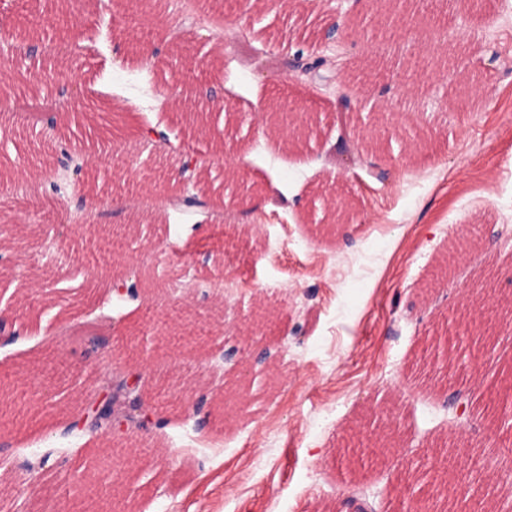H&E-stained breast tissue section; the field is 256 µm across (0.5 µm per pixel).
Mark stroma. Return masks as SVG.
<instances>
[{
	"instance_id": "obj_1",
	"label": "stroma",
	"mask_w": 512,
	"mask_h": 512,
	"mask_svg": "<svg viewBox=\"0 0 512 512\" xmlns=\"http://www.w3.org/2000/svg\"><path fill=\"white\" fill-rule=\"evenodd\" d=\"M425 11L423 0H303L287 14L202 2L187 16L154 0L136 31L121 0H0L1 33L53 13L62 22L40 27L39 44L92 35L97 49L23 62L31 74L68 68L77 102L0 63V320L14 330L0 332V389L27 415L0 439V512H347L352 496L400 512L406 460L452 459L468 484L484 475L469 460L506 453L512 431L482 415L459 427L452 399L484 401L512 340L453 377L422 355L449 314L476 328L488 308L512 307V0L481 11L435 0L444 38L420 23ZM386 37L401 45L391 58L376 49ZM316 59V72H279ZM185 89L230 104L207 113L209 136L175 109ZM281 92L316 111L307 138L265 133L261 107ZM107 99L123 107L116 120L88 109ZM154 126L168 138L154 155L97 152ZM59 136L90 168L76 221L44 193L23 207L6 192L55 169ZM189 159L209 165L200 214L163 199ZM229 165L251 188L244 205L226 199ZM328 189L354 203L341 236L320 228ZM132 267L133 298L112 288ZM222 270L237 292L211 290ZM261 305L274 314L275 362L254 364L232 406L238 367L223 355ZM114 374L136 381L151 422L125 421L124 399L114 429L79 427ZM158 380L205 406L153 409ZM388 414L399 446L347 472L344 438ZM120 448L127 464L111 482L100 463Z\"/></svg>"
}]
</instances>
